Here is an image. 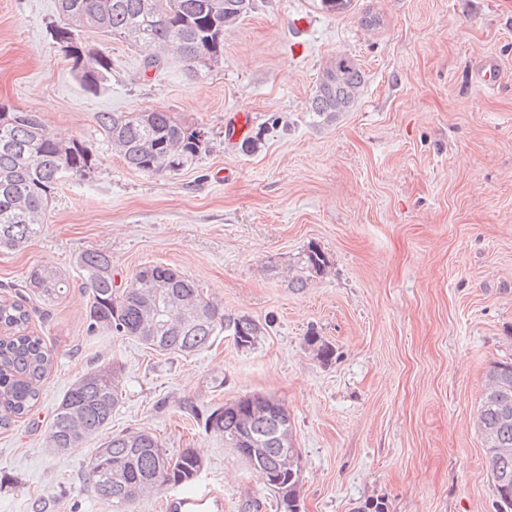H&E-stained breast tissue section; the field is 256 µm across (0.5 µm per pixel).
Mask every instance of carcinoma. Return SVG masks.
<instances>
[{
  "mask_svg": "<svg viewBox=\"0 0 512 512\" xmlns=\"http://www.w3.org/2000/svg\"><path fill=\"white\" fill-rule=\"evenodd\" d=\"M252 0H57L61 24L51 33L53 44L71 61L84 88L99 93L112 71V59L96 44L83 40L86 32L121 39L154 54L144 67L157 68L161 55L178 56L194 75L224 64V29L235 25L252 7ZM364 74L349 56L338 55L322 74L311 98V111L333 118L349 111L361 91ZM0 251L25 248L37 237L59 183L72 175L95 176L96 154L82 141L49 130L38 113L0 103ZM98 127L126 165L146 173L176 174L209 151L210 140H199L197 127L169 112H98ZM75 266L90 293L88 330L116 332L161 354L197 352L216 336L230 332L239 348H250L262 327L242 316L225 317L206 299L196 283L164 265H145L126 287L112 282V256L95 249L79 253ZM308 272L321 273L328 258L320 247L308 246L302 257ZM162 281L164 288L155 287ZM25 287L52 302L70 288L59 269L34 265ZM192 303L198 319L182 324L184 302ZM26 299L0 297V429L27 415L36 405L54 357L44 339L27 332ZM305 343L317 359L330 362L335 348L311 331ZM488 385L478 414L495 494L504 512H512V361L497 362L487 372ZM122 402L106 367L82 375L54 411L48 438L57 448H72L100 434ZM290 421L287 408L267 395H249L214 408L205 427L224 438H239L234 451L251 456L260 445L253 471L274 493L279 512H301L300 466L284 468L293 455L279 440ZM89 462L86 480L91 492L112 503L116 512H132L142 485L183 487L203 467L192 448L169 456L148 431L118 433L103 438Z\"/></svg>",
  "mask_w": 512,
  "mask_h": 512,
  "instance_id": "carcinoma-1",
  "label": "carcinoma"
}]
</instances>
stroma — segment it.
I'll return each instance as SVG.
<instances>
[{
  "mask_svg": "<svg viewBox=\"0 0 512 512\" xmlns=\"http://www.w3.org/2000/svg\"><path fill=\"white\" fill-rule=\"evenodd\" d=\"M380 16L368 29L366 13ZM309 20L295 31L296 16ZM56 0H0V103L41 115L99 158L92 180L64 178L39 237L0 252V296L34 265L70 290L28 298L30 329L55 363L29 415L0 430V512H112L91 493L95 442L55 452L47 430L80 376L109 367L125 396L109 432L146 430L169 455L195 449L192 489L222 495L208 512H276L246 462L207 432L213 408L267 394L287 408L303 459L301 512H497L478 429L491 363L512 359V0H255L224 31V65L206 76L178 57L143 67V50L87 33L112 59L84 90L51 39ZM350 56L365 76L354 107L327 120L309 103L326 64ZM495 57L501 81H475ZM156 109L203 127L209 150L176 174L133 170L95 121ZM237 110L257 141L228 139ZM328 257L309 274L308 246ZM112 257L116 285L162 264L193 280L225 315L266 327L238 348L219 334L163 355L115 334L90 336L74 265ZM317 332L329 363L305 344Z\"/></svg>",
  "mask_w": 512,
  "mask_h": 512,
  "instance_id": "obj_1",
  "label": "stroma"
}]
</instances>
